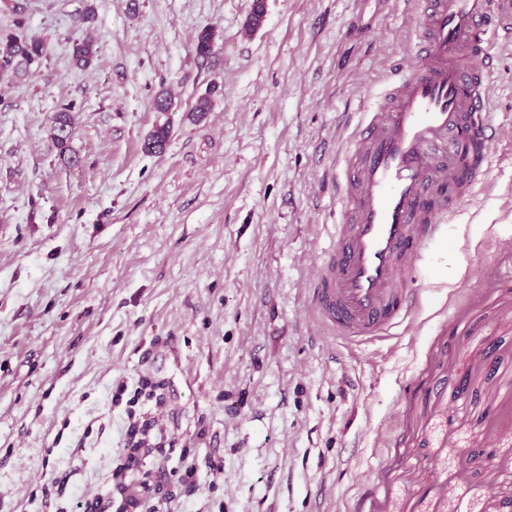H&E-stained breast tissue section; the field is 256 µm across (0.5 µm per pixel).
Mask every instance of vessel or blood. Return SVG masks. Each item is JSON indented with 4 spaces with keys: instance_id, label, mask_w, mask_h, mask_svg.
Segmentation results:
<instances>
[{
    "instance_id": "vessel-or-blood-1",
    "label": "vessel or blood",
    "mask_w": 512,
    "mask_h": 512,
    "mask_svg": "<svg viewBox=\"0 0 512 512\" xmlns=\"http://www.w3.org/2000/svg\"><path fill=\"white\" fill-rule=\"evenodd\" d=\"M425 20L416 62L389 106L365 113L343 167L346 223L316 274L313 301L344 338L395 327L405 278L440 229L429 189L482 183L495 163L491 115L495 60L512 46V0H414Z\"/></svg>"
}]
</instances>
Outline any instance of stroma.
Returning <instances> with one entry per match:
<instances>
[{
	"label": "stroma",
	"instance_id": "stroma-1",
	"mask_svg": "<svg viewBox=\"0 0 512 512\" xmlns=\"http://www.w3.org/2000/svg\"><path fill=\"white\" fill-rule=\"evenodd\" d=\"M0 0L41 39L0 82V512L120 501L119 383L199 467L172 512H500L512 500V48L485 185L430 194L442 238L390 334L323 326L312 279L363 113L413 61V0ZM94 19L83 24L86 9ZM217 56L198 59L203 27ZM92 36L77 69L74 40ZM210 112H190L210 85ZM167 114L154 112L161 90ZM70 108L71 166L49 133ZM162 153L144 148L160 119ZM67 476L45 488L44 474Z\"/></svg>",
	"mask_w": 512,
	"mask_h": 512
}]
</instances>
